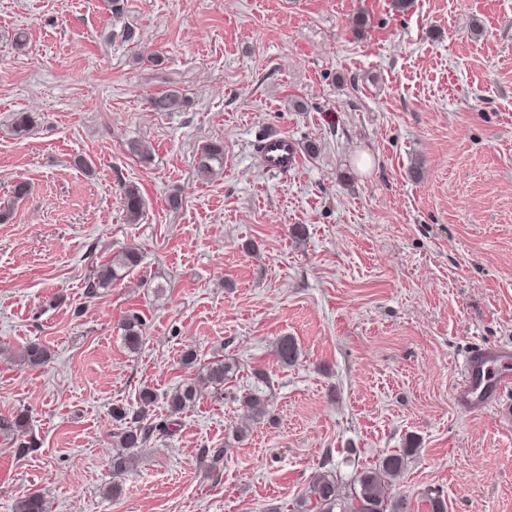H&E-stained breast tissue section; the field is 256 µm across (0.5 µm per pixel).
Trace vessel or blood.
I'll use <instances>...</instances> for the list:
<instances>
[{"mask_svg": "<svg viewBox=\"0 0 512 512\" xmlns=\"http://www.w3.org/2000/svg\"><path fill=\"white\" fill-rule=\"evenodd\" d=\"M262 145L261 158L269 170L284 172L295 166L296 151L288 136L266 137ZM509 388H512V349L481 348L464 360L454 400L461 409L480 411L494 404L501 392Z\"/></svg>", "mask_w": 512, "mask_h": 512, "instance_id": "obj_1", "label": "vessel or blood"}]
</instances>
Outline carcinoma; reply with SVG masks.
Wrapping results in <instances>:
<instances>
[{"instance_id": "1", "label": "carcinoma", "mask_w": 512, "mask_h": 512, "mask_svg": "<svg viewBox=\"0 0 512 512\" xmlns=\"http://www.w3.org/2000/svg\"><path fill=\"white\" fill-rule=\"evenodd\" d=\"M154 112H177L183 107V99L175 90H165L150 100ZM35 117L29 112H17L12 119V129L18 135L28 134L34 127ZM196 169L203 177H214L224 169V144L211 141L203 145L196 158ZM124 203L129 221L135 222L142 215L145 201L138 187L127 184L123 189ZM141 262L139 249L127 246L112 255V259L102 265L86 285L87 294L97 295L101 288L124 278ZM143 322L140 316L131 314L120 324L126 346L135 351L143 342ZM278 362L283 366L293 365L299 357V348L290 336H282L274 346ZM13 357L23 368H39L51 358L49 348L38 340H33L13 352ZM236 364L225 360H216L203 367L194 379L181 384L167 396L169 416H177L190 408L204 386L221 387L233 378ZM156 400L151 389L139 393V410L130 411L123 407L112 409L113 417L118 421H129V426L115 435L119 448H138L146 444L153 432L165 429V426H151L144 422L146 408ZM413 449L406 448L379 458L376 463L359 471L353 486L347 493L339 490L338 477L333 472H317L309 482L305 497L300 502L298 512H408L409 505L394 493L397 481L407 469L408 458ZM15 512H46L45 498L39 492H30L19 498Z\"/></svg>"}]
</instances>
